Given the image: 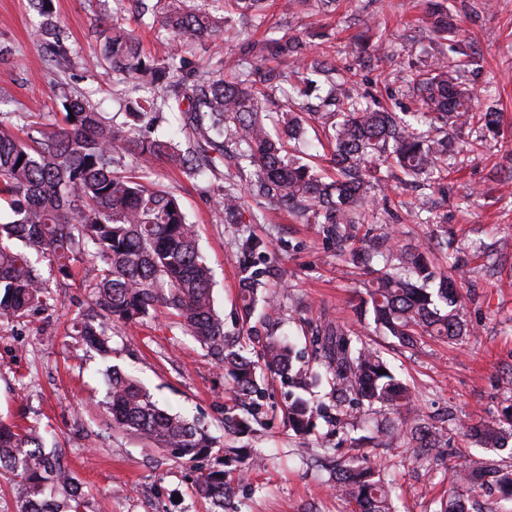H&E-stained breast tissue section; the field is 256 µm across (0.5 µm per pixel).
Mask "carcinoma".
Segmentation results:
<instances>
[{
    "mask_svg": "<svg viewBox=\"0 0 512 512\" xmlns=\"http://www.w3.org/2000/svg\"><path fill=\"white\" fill-rule=\"evenodd\" d=\"M42 21L31 37L52 46L54 62L69 59V48L56 33L53 0H31ZM266 0H224V14L213 15L195 0H155L152 16L171 39L209 42L239 40L235 17L262 23ZM429 28L446 42L457 25L447 0H432ZM104 35L100 59L114 80L139 93L126 121L106 117L86 97L63 93L62 122L41 121L32 107L18 119L0 113V201L13 220L0 224V318L22 319L51 306V285H62L72 270H85L81 287L87 306L72 320L71 335L101 357L112 355V330L140 323L163 309L180 332L207 351L224 370L247 412L237 425L250 427L262 411L265 388L250 356L254 341L251 318L266 308L263 324H279L282 303L259 295L264 271L256 259L268 242L250 232L236 241L240 258L238 328L226 330L215 310L212 272L199 247L196 225L189 222L178 198L152 178L156 162L167 160L192 179L225 182L216 199L226 224H256L259 215L245 200L262 199L272 210H284L307 224H318L336 258L351 260L373 275L361 315L375 329L401 345L432 336L457 344L466 335L463 304L454 278L416 246H400L393 226L385 223L389 197L375 199L376 186L422 180L441 192L451 172L452 142L448 131L470 130L474 137L459 143L462 152L483 145L485 132L497 130L500 113L478 111L475 92L463 79L471 55L451 45L458 57L441 50L407 84L415 109L401 114L381 106L368 92L348 86L336 66L312 52L307 40L291 34L247 46L249 57L224 68V60L192 66L171 56L158 62L145 56L133 33L109 15L98 18ZM384 63L392 53L388 34L366 46ZM291 62L282 92L291 101L322 92L311 112L279 113L282 133L270 129L266 102L276 92L266 70L267 57ZM178 113L184 140L174 141L141 131L156 128L165 113ZM321 133L332 150L336 173H319L305 158L306 127ZM47 262L49 277L37 264ZM316 358L336 383V414L314 407L303 393L322 375L300 363L297 352L277 334L264 336L261 358L268 370L285 378L300 393L288 404V430L310 435L319 418L337 424L365 405H380L395 416L371 436L350 448H419L429 454L439 447L410 386L398 378L381 353L358 332L332 319L310 325ZM102 401L110 429L141 441L147 448L172 452L194 461L211 454L220 442L194 420L158 406L137 379L106 370ZM458 429L474 432L485 448L512 438V412L494 424ZM253 455L231 475L222 469L202 472L196 492L213 512H228L234 487L259 465ZM0 473L21 493L19 512H82V490L75 474L35 426L0 421ZM493 484L512 495V463L474 460L453 475L451 492ZM334 490L351 512H394V484L377 466L352 456L336 466Z\"/></svg>",
    "mask_w": 512,
    "mask_h": 512,
    "instance_id": "1",
    "label": "carcinoma"
}]
</instances>
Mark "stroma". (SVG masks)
I'll use <instances>...</instances> for the list:
<instances>
[{"instance_id": "obj_1", "label": "stroma", "mask_w": 512, "mask_h": 512, "mask_svg": "<svg viewBox=\"0 0 512 512\" xmlns=\"http://www.w3.org/2000/svg\"><path fill=\"white\" fill-rule=\"evenodd\" d=\"M459 15L460 41L480 56L482 80L476 81L478 107L496 105L501 114L498 136L488 137L479 151L458 156L446 194L427 196L421 218L412 205L419 192L397 194L392 224L401 243L436 249L438 241L453 240L438 251L440 268H454L464 293V314L471 332L459 345L425 337L416 346H399L376 334L361 321L358 307L370 278L338 261L320 232L307 224L265 209L262 223L251 232L265 238L269 252L264 265L277 269L265 278L267 292H287L280 332L289 334L303 364L317 367L314 348L303 331L307 322L332 318L361 331L413 388L428 421L450 445L440 459L411 463L412 449L389 454L379 448L362 454L381 466L395 483L397 512H438L447 498L448 472L482 455V448L455 421L472 424L496 421L512 406V183L501 168L512 153V0H452ZM54 12L70 60L56 66L47 45L31 40L39 17L29 0H0V110L24 112L40 105L43 120H61L58 84L86 95L99 111L123 121L126 98L114 92L109 72L94 68L103 39L97 19L110 14L139 38L144 53L165 60L172 49L157 28L137 22L132 0H54ZM428 0H340L336 13L282 18L268 9L263 25L242 29V43H187L188 59L240 58L243 42L264 41L270 27L301 31L309 24L329 33L318 44L342 72L359 75L363 90L391 108L410 105L392 66L376 67L357 50L366 27L389 34L395 60L418 68L428 60ZM158 179L180 200L198 227L202 250L213 271L215 308L225 324L237 317L239 260L235 227L225 223L215 203L216 183L186 179L179 170L161 164ZM56 305L24 320L0 319V419L33 423L60 442L65 460L82 483L86 512H210L194 491L201 471H234L237 463L223 454L189 462L170 452L144 447L126 434L110 430L97 403L106 392L105 370L114 364L143 382L160 407L199 420L225 447L248 448L264 464L250 472L237 489L238 512H348L331 485L324 449L338 440L363 435L385 421L386 410L372 407L338 429L319 422L307 439H297L284 422L292 388L276 374H266L269 397L252 431L235 434L226 425L240 416L233 392L198 344L173 327L164 314L144 323L117 328L110 360L86 350L70 334L71 320L85 301L77 286L53 289Z\"/></svg>"}]
</instances>
